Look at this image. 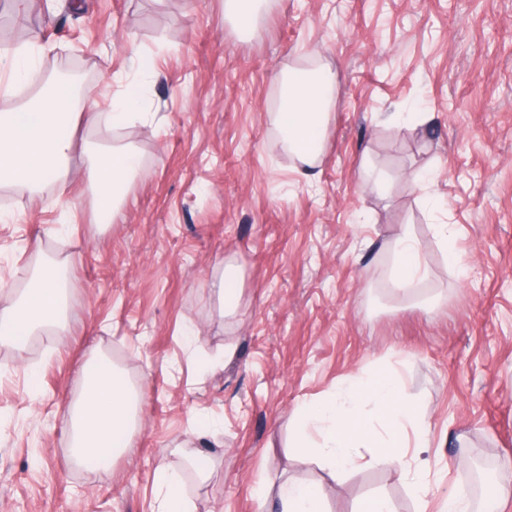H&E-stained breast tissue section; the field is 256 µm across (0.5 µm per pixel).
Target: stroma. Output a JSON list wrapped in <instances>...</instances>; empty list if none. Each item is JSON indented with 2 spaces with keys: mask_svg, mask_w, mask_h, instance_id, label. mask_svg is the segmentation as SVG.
I'll return each mask as SVG.
<instances>
[{
  "mask_svg": "<svg viewBox=\"0 0 512 512\" xmlns=\"http://www.w3.org/2000/svg\"><path fill=\"white\" fill-rule=\"evenodd\" d=\"M10 15L19 44L45 46L42 70L99 86L91 112L133 54L149 58L153 111L110 135L75 118L66 188L0 187V303L39 253L70 273L64 326L0 344V512H158L162 462L184 471L192 512H258L260 489L286 479L321 484L330 512L375 493L439 512L455 486L476 512H512V498L474 493L472 473L512 484V0H273L253 34L224 0H27ZM294 67L335 77L308 172L275 126ZM89 146L143 162L109 224L82 174ZM404 224L430 269L409 298L389 283ZM229 262L242 291L225 315L211 285ZM95 351L142 406L126 451L87 471L68 430ZM374 369L397 372L419 406L423 498L397 468L337 480L291 448L294 410Z\"/></svg>",
  "mask_w": 512,
  "mask_h": 512,
  "instance_id": "35a3bbf8",
  "label": "stroma"
}]
</instances>
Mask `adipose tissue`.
<instances>
[{
	"mask_svg": "<svg viewBox=\"0 0 512 512\" xmlns=\"http://www.w3.org/2000/svg\"><path fill=\"white\" fill-rule=\"evenodd\" d=\"M44 50L30 43L0 50V81L8 88L30 86ZM132 80L113 94L105 113L88 114L89 123L114 127L139 117L147 105L140 81L149 68L133 56ZM333 75L325 70L291 69L283 80V96L276 126L286 148L303 164L312 165L322 152L333 110ZM86 95L73 78L50 74L45 86L28 100L0 112V185L35 189L47 181H65L72 151L71 137L62 135L73 114L84 110ZM141 161L129 149L97 151L87 171L96 213L111 223L120 211L126 189L139 174ZM430 271L418 242L404 227L393 246L394 292L408 293ZM30 285L0 307V342L21 350L26 338L61 325L67 278L59 264L34 269ZM139 393L123 371L105 359L84 369V386L71 406L69 431L73 463L89 471L108 467L121 455L126 436L137 426ZM293 446L299 456L313 460L336 477L357 467H405L408 449L423 448L415 403L394 374L354 376L326 397L298 408L289 420ZM274 512H328L321 486L282 483L272 503Z\"/></svg>",
	"mask_w": 512,
	"mask_h": 512,
	"instance_id": "ef3b65f1",
	"label": "adipose tissue"
}]
</instances>
